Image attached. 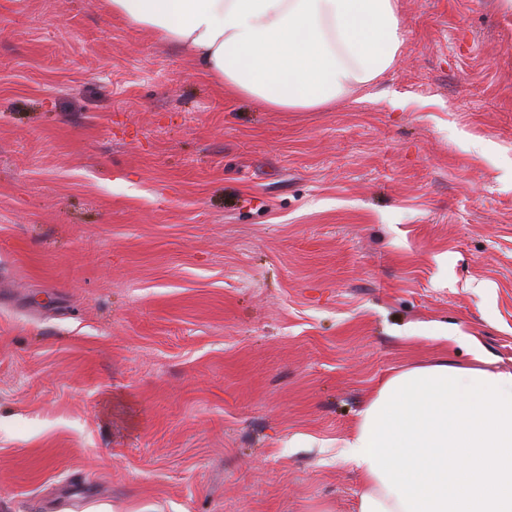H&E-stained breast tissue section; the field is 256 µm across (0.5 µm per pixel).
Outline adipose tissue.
<instances>
[{"label":"adipose tissue","mask_w":512,"mask_h":512,"mask_svg":"<svg viewBox=\"0 0 512 512\" xmlns=\"http://www.w3.org/2000/svg\"><path fill=\"white\" fill-rule=\"evenodd\" d=\"M181 47L198 69L279 111L322 108L389 70L403 41L397 0H102ZM357 512H404L359 463Z\"/></svg>","instance_id":"ef3b65f1"}]
</instances>
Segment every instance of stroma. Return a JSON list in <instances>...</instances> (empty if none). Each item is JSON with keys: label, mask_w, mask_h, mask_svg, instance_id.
I'll list each match as a JSON object with an SVG mask.
<instances>
[{"label": "stroma", "mask_w": 512, "mask_h": 512, "mask_svg": "<svg viewBox=\"0 0 512 512\" xmlns=\"http://www.w3.org/2000/svg\"><path fill=\"white\" fill-rule=\"evenodd\" d=\"M233 96L100 0H0V512H357L380 384L512 372V10ZM487 363V360L482 356V354L480 352H473V363L472 364H469V365H461L453 360H449L448 358H440V359H436L432 362H429L427 364H423V365H417V366H413L411 368H408V369H405L401 372H398L396 373L395 375L389 377L387 380H385L376 390L375 394L371 397L367 407L365 408L364 412H363V415H362V419L360 421V424L357 428V431H356V434H355V437L354 439L348 444V450L352 449V447L354 448V450L357 449L356 446L359 445V449H361V445L363 444L364 446V441L361 442L360 441V438H362L364 435L362 434L363 432V428H364V424L367 423V418H368V414H367V409L369 410V408L372 407V404L380 397L381 398V394H380V391L384 389V386L387 385V383L389 381H393V378L397 377V376H400V378H404V376H401L404 375V373H409L410 371L414 370V369H424V368H436V366H447V367H455V368H458V370H455V371H463V370H459V369H476V370H482V371H485L486 373H483V374H486V376L484 378H487V377H491V378H494V375L496 376L495 378H498L499 375L497 376L498 373H501L500 376H503V382H507V378L508 376H510L509 373H504V372H499V371H494L492 369H489L487 367H485L484 365H486ZM425 370V369H424ZM463 372H468V373H471V371H463ZM507 376V378H506ZM499 378H502V377H499ZM395 382V381H393ZM503 382H499V384H503ZM395 385H396V382H395ZM503 387H505L506 390H503V398H507V390H510V394L512 393V383H511V388L509 386V384H503V386H499V390H502ZM512 395V394H511ZM379 401V399H378ZM376 405V402L375 404ZM376 407H379V405H376ZM366 426H368V424H366ZM360 437V438H359Z\"/></svg>", "instance_id": "1"}]
</instances>
